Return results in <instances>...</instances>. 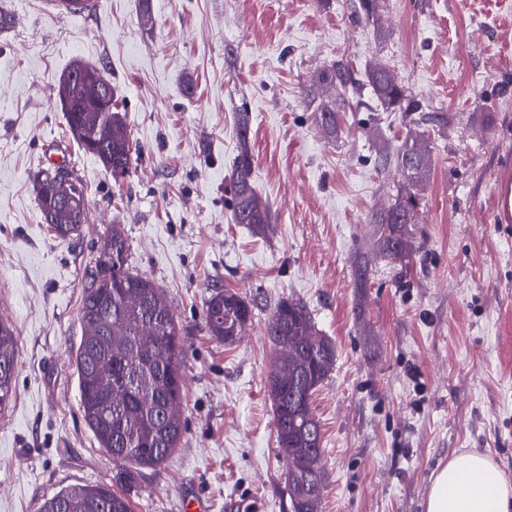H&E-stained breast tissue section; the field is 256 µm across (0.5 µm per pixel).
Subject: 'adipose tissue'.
<instances>
[{
  "mask_svg": "<svg viewBox=\"0 0 512 512\" xmlns=\"http://www.w3.org/2000/svg\"><path fill=\"white\" fill-rule=\"evenodd\" d=\"M425 512H512V478L490 455L463 450L435 471Z\"/></svg>",
  "mask_w": 512,
  "mask_h": 512,
  "instance_id": "adipose-tissue-1",
  "label": "adipose tissue"
}]
</instances>
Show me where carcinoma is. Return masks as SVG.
<instances>
[{
  "label": "carcinoma",
  "mask_w": 512,
  "mask_h": 512,
  "mask_svg": "<svg viewBox=\"0 0 512 512\" xmlns=\"http://www.w3.org/2000/svg\"><path fill=\"white\" fill-rule=\"evenodd\" d=\"M351 8L355 16L372 21L378 14V0H353ZM87 70L91 77L61 109L79 147L92 154L94 146L109 140L110 126L123 123V118L115 108L110 112L86 110V99L97 94L102 85L115 93L104 71L90 65ZM365 81L384 107L420 113L413 120V129L398 143L375 142L377 161L383 166L395 162L399 180L391 203L376 212L371 222L378 225L380 253L393 266L402 267L423 247L414 240L413 231L420 223L431 149L417 127L430 117L423 114L419 101L406 94L386 63L371 66ZM350 82L349 70L340 59L313 75L308 95L314 97L329 89L342 91ZM318 122L325 134L336 135L335 108L321 106ZM248 133L247 119L241 115L240 151L231 171V216L234 223L263 233L272 221L271 207L252 183ZM137 155L138 148L127 139L112 143V151L99 160L117 177L129 171ZM37 205L43 223L59 237L78 234L86 222L83 191H75L46 173L38 180ZM129 251L124 229L112 225L100 259L87 273L89 282L80 311L82 338L76 353L79 402L85 423L113 462L155 467L172 456L185 430L181 329L155 283L129 267ZM252 314L253 304L239 293L216 288L205 301L204 328L207 335L231 345L240 338L241 326L252 319ZM266 332L281 350L294 349L288 380H282L276 368L267 377L279 452L288 457L291 509L318 512L322 432L312 402L333 370L335 346L318 335L307 306L289 298L277 302ZM16 350L13 329L0 321V412L16 395ZM39 512L133 510L130 500L108 485L74 484L45 500Z\"/></svg>",
  "instance_id": "cac0c4a2"
}]
</instances>
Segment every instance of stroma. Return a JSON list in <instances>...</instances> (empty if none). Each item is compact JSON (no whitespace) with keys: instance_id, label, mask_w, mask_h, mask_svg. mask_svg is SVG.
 <instances>
[{"instance_id":"35a3bbf8","label":"stroma","mask_w":512,"mask_h":512,"mask_svg":"<svg viewBox=\"0 0 512 512\" xmlns=\"http://www.w3.org/2000/svg\"><path fill=\"white\" fill-rule=\"evenodd\" d=\"M47 0H0V319L18 338L16 399L0 413V512H39L71 484H106L133 512H291L266 380L279 300L303 302L336 347L317 389L324 476L319 512H424L433 473L460 450L512 477V0H98L58 18ZM151 22H144V15ZM349 61L354 92L338 132L319 127L311 77ZM104 70L140 153L113 178L69 132L55 87L72 61ZM387 63L430 120L424 244L404 274L377 259L355 285V252H375L370 214L387 205L394 142L408 116L363 79ZM191 94H184V85ZM246 115L253 184L269 232L231 220L230 173ZM64 164L84 187L80 235L49 232L35 177ZM181 328L185 432L149 468L113 463L79 407L75 353L85 275L113 225ZM229 288L254 305L242 338L208 336L204 302ZM418 371L412 381L410 371Z\"/></svg>"}]
</instances>
